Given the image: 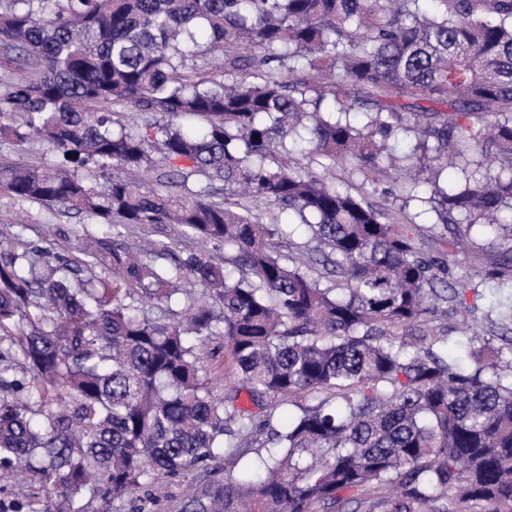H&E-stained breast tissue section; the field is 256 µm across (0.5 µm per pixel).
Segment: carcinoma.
<instances>
[{"label": "carcinoma", "instance_id": "carcinoma-1", "mask_svg": "<svg viewBox=\"0 0 512 512\" xmlns=\"http://www.w3.org/2000/svg\"><path fill=\"white\" fill-rule=\"evenodd\" d=\"M5 117L1 137L62 152L0 167L14 199L224 247L162 266V243L114 244L111 277L99 239L47 274L21 237L0 247V481L38 483L12 512H142L158 476L206 469L181 512H512V336L464 365L440 323L472 326L470 294L512 282V225L501 266L455 277L394 208L326 178L351 162L392 179L385 139L412 132L428 231L501 227L512 0H0ZM472 149L496 168L440 184L433 163ZM153 151L168 190L110 173ZM217 339L237 375L222 397L204 369Z\"/></svg>", "mask_w": 512, "mask_h": 512}]
</instances>
